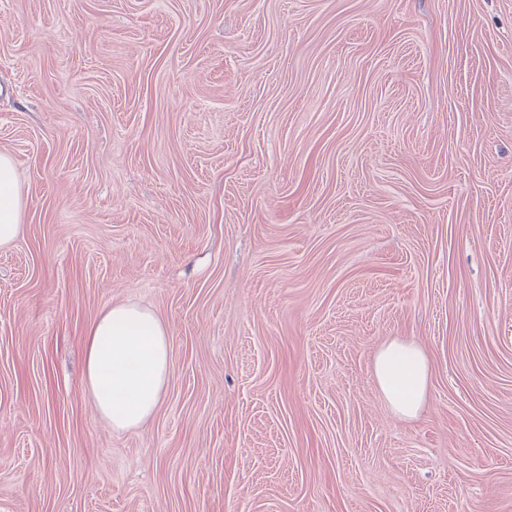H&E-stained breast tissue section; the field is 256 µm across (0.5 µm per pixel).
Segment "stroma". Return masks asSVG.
<instances>
[{"label":"stroma","mask_w":512,"mask_h":512,"mask_svg":"<svg viewBox=\"0 0 512 512\" xmlns=\"http://www.w3.org/2000/svg\"><path fill=\"white\" fill-rule=\"evenodd\" d=\"M1 152L0 512H512V0H0ZM126 301L170 374L116 433ZM22 212L15 162L0 153V248L13 244L22 233ZM84 393L112 430L140 428L158 409L169 379L168 333L150 309L117 303L85 338ZM373 374L397 417L411 420L418 415L426 402L431 375L429 356L419 344L402 339L384 343L374 356Z\"/></svg>","instance_id":"1"}]
</instances>
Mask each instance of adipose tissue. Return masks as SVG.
<instances>
[{
  "label": "adipose tissue",
  "mask_w": 512,
  "mask_h": 512,
  "mask_svg": "<svg viewBox=\"0 0 512 512\" xmlns=\"http://www.w3.org/2000/svg\"><path fill=\"white\" fill-rule=\"evenodd\" d=\"M23 203L13 158L0 153V248L20 236ZM168 333L150 309L117 303L104 309L85 338L84 393L114 431L140 428L158 409L169 379ZM378 389L393 413L415 418L431 375L427 353L414 341L384 343L373 359Z\"/></svg>",
  "instance_id": "adipose-tissue-1"
}]
</instances>
